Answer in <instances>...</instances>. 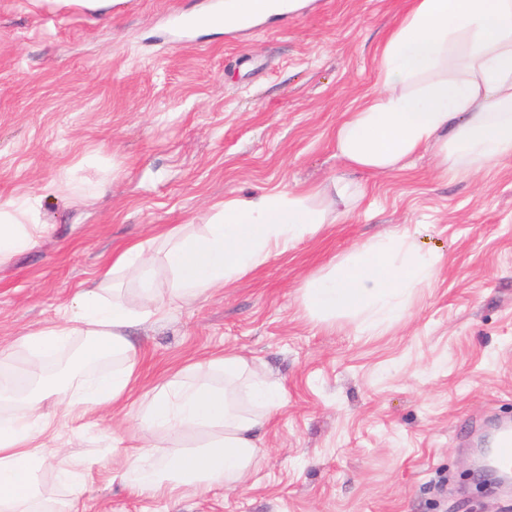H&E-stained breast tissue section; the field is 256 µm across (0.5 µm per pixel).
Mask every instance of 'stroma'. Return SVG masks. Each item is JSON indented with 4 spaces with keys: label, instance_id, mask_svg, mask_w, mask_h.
<instances>
[{
    "label": "stroma",
    "instance_id": "35a3bbf8",
    "mask_svg": "<svg viewBox=\"0 0 512 512\" xmlns=\"http://www.w3.org/2000/svg\"><path fill=\"white\" fill-rule=\"evenodd\" d=\"M202 0H123L111 18L51 0H0V200L42 199L49 231L0 264V349L56 318L113 254L199 230L225 194L311 188L339 176L352 211L223 291L136 328V395L214 352L242 355L282 386L249 479L147 499L112 450L137 438L132 410L56 414L43 491L81 512H512V487L471 471L512 425V157L439 177L423 152L363 173L336 154V128L377 82L379 50L411 0H316L242 42L224 28L187 41L170 17ZM395 230L440 254L437 278L376 330L305 316L306 278ZM79 464L82 483L58 474Z\"/></svg>",
    "mask_w": 512,
    "mask_h": 512
}]
</instances>
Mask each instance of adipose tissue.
<instances>
[{"mask_svg": "<svg viewBox=\"0 0 512 512\" xmlns=\"http://www.w3.org/2000/svg\"><path fill=\"white\" fill-rule=\"evenodd\" d=\"M280 0H226L218 26L272 17ZM339 157L355 170L388 173L428 150L440 175L470 174L512 155V0H413L380 47L377 86L336 130ZM360 199L353 182L332 187L229 193L214 203L201 233L177 229L151 254L136 243L112 258L101 281L81 288L58 322L24 336L29 373L61 345L80 338L68 378L20 396L0 420V512H78L76 500L44 494L39 473L53 418L43 407L69 402L82 412L126 404L138 377L139 352L130 328L165 318L171 307L235 282L273 256L290 252ZM46 230L35 201L0 203V263L29 249ZM441 256L421 251L409 232L360 245L315 273L301 288L311 321L360 320L373 329L398 318L412 289L432 282ZM170 282L159 287L157 265ZM134 273L140 302L130 305L108 282ZM253 410L235 401L240 381ZM282 406V388L243 356L216 353L189 364L144 395L137 409L140 444L122 474L150 496L176 498L188 488L242 484L258 463V432ZM165 433L168 447L155 445Z\"/></svg>", "mask_w": 512, "mask_h": 512, "instance_id": "adipose-tissue-1", "label": "adipose tissue"}]
</instances>
